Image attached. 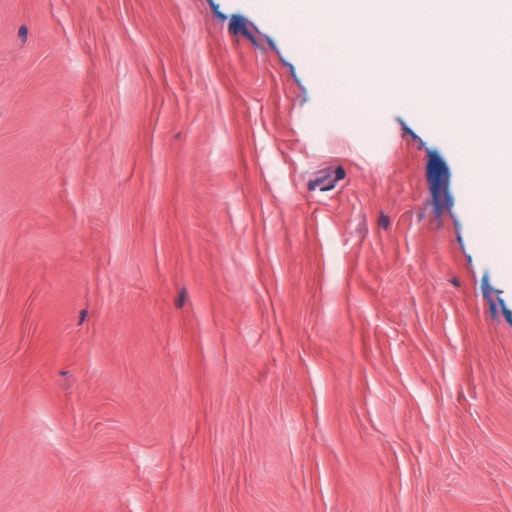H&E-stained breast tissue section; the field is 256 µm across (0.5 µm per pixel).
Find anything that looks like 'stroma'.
Masks as SVG:
<instances>
[{"instance_id":"obj_1","label":"stroma","mask_w":512,"mask_h":512,"mask_svg":"<svg viewBox=\"0 0 512 512\" xmlns=\"http://www.w3.org/2000/svg\"><path fill=\"white\" fill-rule=\"evenodd\" d=\"M299 39L0 0V512H512L494 208Z\"/></svg>"}]
</instances>
